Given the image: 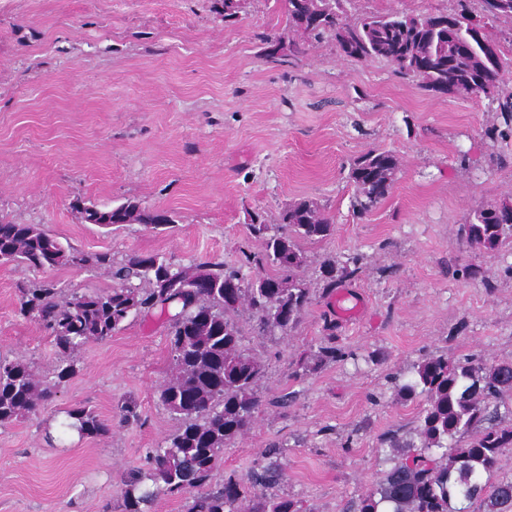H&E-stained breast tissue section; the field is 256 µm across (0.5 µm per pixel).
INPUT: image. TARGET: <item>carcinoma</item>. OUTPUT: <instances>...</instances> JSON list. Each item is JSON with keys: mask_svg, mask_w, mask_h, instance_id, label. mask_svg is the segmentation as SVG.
<instances>
[{"mask_svg": "<svg viewBox=\"0 0 512 512\" xmlns=\"http://www.w3.org/2000/svg\"><path fill=\"white\" fill-rule=\"evenodd\" d=\"M288 30L295 34L283 47L273 45L266 59L286 63L307 54L314 41L330 38L340 53L367 62L383 60L399 75L425 90L486 98L497 104L503 128L512 131V92L504 88L503 65L486 64L483 45L473 33L484 0H456L446 13L376 15L352 19L350 0H281ZM224 22L239 19L242 0H220ZM397 162L390 152L370 150L351 166L359 212L371 210L389 195ZM71 208L88 224L103 227L144 224L153 229L175 220L166 211L129 199L109 208ZM251 234L263 241L260 253L245 252L240 265L222 262L182 265L151 253H131L118 260L110 251L83 252L64 246L38 224L0 220V263H16L34 272L61 265L103 270L115 282L107 290L73 288L64 293L45 278L19 289L18 314L36 323L59 354L55 382L41 380L21 358L0 357V426L35 414L75 374L72 353L120 330L132 316L159 312L167 322L172 369L160 386L162 405L179 422L177 432L146 453L147 467L134 473L122 491L121 512H151L155 498L187 495L188 512H305L303 504L274 498L264 488L282 475L277 464L242 476L230 473L213 483L224 447L245 438L263 405L258 391L265 363L243 345L237 320L247 314L258 336L288 335L314 301L304 272L303 245L329 238L333 221L316 203L304 200L284 208L278 223L257 216ZM460 237L492 253L512 242V202L482 205ZM250 275L243 273V268ZM323 289L333 291L360 272V257L343 264L324 261ZM317 350L296 361L294 378L343 361L350 353L339 343L336 322L325 320ZM512 393V361L488 362L478 355L451 361L432 355L415 366L413 376L396 385L402 402L421 403L413 433L387 438L389 454L376 487L348 505L349 512H505L512 506V482L495 479L502 451L512 447V423L500 412ZM64 428L79 437H107L112 424L84 406L65 410Z\"/></svg>", "mask_w": 512, "mask_h": 512, "instance_id": "cac0c4a2", "label": "carcinoma"}]
</instances>
